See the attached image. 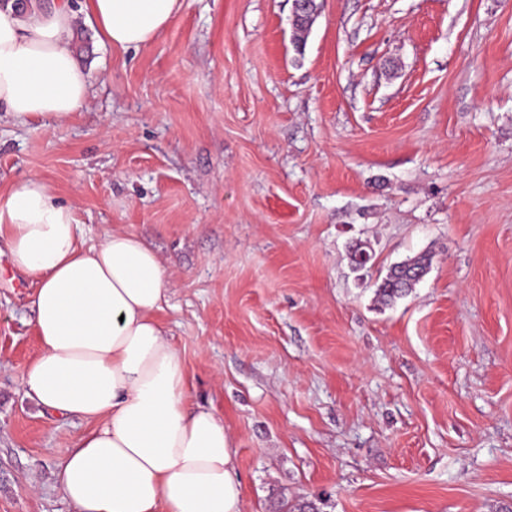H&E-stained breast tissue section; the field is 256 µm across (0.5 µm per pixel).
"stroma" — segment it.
Returning <instances> with one entry per match:
<instances>
[{
	"instance_id": "stroma-1",
	"label": "stroma",
	"mask_w": 512,
	"mask_h": 512,
	"mask_svg": "<svg viewBox=\"0 0 512 512\" xmlns=\"http://www.w3.org/2000/svg\"><path fill=\"white\" fill-rule=\"evenodd\" d=\"M318 2L301 53L293 0H183L139 49L79 24L88 99L0 112V191L41 175L87 244L157 254L240 512H512V0ZM33 293L1 255L0 512H74L54 474L89 426L22 386ZM430 264L429 255L420 254L393 265L376 290L379 302L388 305L407 295L428 273Z\"/></svg>"
}]
</instances>
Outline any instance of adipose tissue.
<instances>
[{
  "instance_id": "ef3b65f1",
  "label": "adipose tissue",
  "mask_w": 512,
  "mask_h": 512,
  "mask_svg": "<svg viewBox=\"0 0 512 512\" xmlns=\"http://www.w3.org/2000/svg\"><path fill=\"white\" fill-rule=\"evenodd\" d=\"M182 0H69L54 7L0 0V110L54 127L78 111L89 83L72 43L78 16L101 44L152 42ZM71 206L29 175L0 193V244L33 283L42 351L25 369L29 398L92 428L58 469L75 512H239L242 485L224 421L191 406L187 372L157 315L165 270L133 233L84 247Z\"/></svg>"
}]
</instances>
